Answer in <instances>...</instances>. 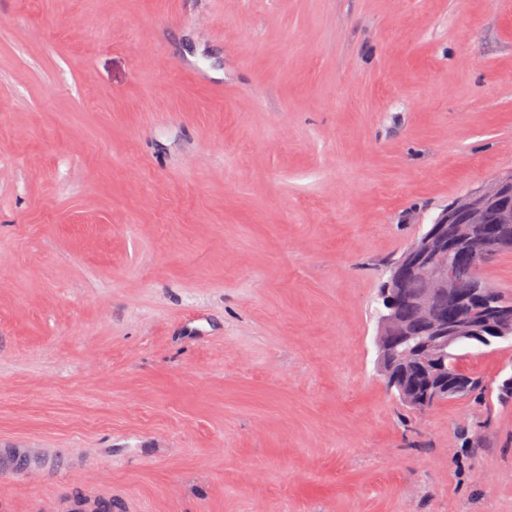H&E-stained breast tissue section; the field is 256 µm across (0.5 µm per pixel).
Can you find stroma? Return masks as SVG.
Listing matches in <instances>:
<instances>
[{"instance_id":"35a3bbf8","label":"stroma","mask_w":512,"mask_h":512,"mask_svg":"<svg viewBox=\"0 0 512 512\" xmlns=\"http://www.w3.org/2000/svg\"><path fill=\"white\" fill-rule=\"evenodd\" d=\"M0 14V512H512V340L423 414L375 342L389 263L512 170V0Z\"/></svg>"}]
</instances>
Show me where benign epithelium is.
<instances>
[{
	"label": "benign epithelium",
	"instance_id": "1",
	"mask_svg": "<svg viewBox=\"0 0 512 512\" xmlns=\"http://www.w3.org/2000/svg\"><path fill=\"white\" fill-rule=\"evenodd\" d=\"M476 224L474 235L468 225ZM512 225V171L502 174L466 194L444 209L403 253L398 271L382 291L384 312L380 314L376 343L379 365L389 387L397 388L402 400L419 413H425L437 401H443L462 389V382L448 381L438 366V349L468 331L479 335L483 331L512 327V307L493 305L482 283L476 282L465 292L454 288L452 265L457 254L473 242L498 244L509 239ZM405 274L419 277L425 288L408 298L426 321L428 336L410 350V355L426 363L427 393L420 395L406 386L394 371L391 350L406 340L395 306L402 297L401 281ZM446 300L464 313V320L453 325L436 312V304Z\"/></svg>",
	"mask_w": 512,
	"mask_h": 512
}]
</instances>
